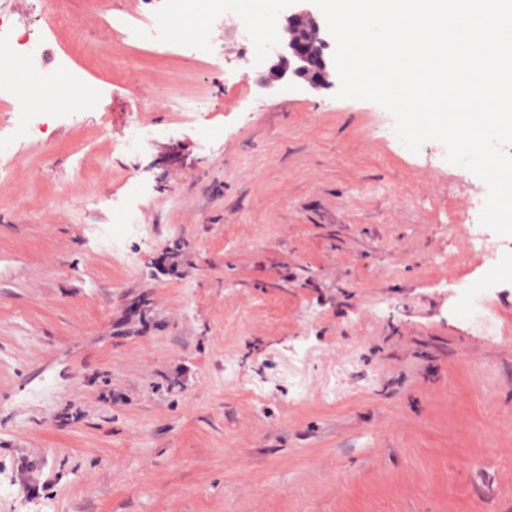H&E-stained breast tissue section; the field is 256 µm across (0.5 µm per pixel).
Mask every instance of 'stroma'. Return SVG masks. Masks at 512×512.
Listing matches in <instances>:
<instances>
[{"instance_id": "1", "label": "stroma", "mask_w": 512, "mask_h": 512, "mask_svg": "<svg viewBox=\"0 0 512 512\" xmlns=\"http://www.w3.org/2000/svg\"><path fill=\"white\" fill-rule=\"evenodd\" d=\"M155 5L0 0L96 90L37 131L0 99V512H512V235L457 210L486 185L374 102L262 88L244 0L214 60L112 23Z\"/></svg>"}]
</instances>
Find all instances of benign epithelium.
Segmentation results:
<instances>
[{
  "mask_svg": "<svg viewBox=\"0 0 512 512\" xmlns=\"http://www.w3.org/2000/svg\"><path fill=\"white\" fill-rule=\"evenodd\" d=\"M282 36L266 46L267 89H327L334 85L333 38L310 0H271Z\"/></svg>",
  "mask_w": 512,
  "mask_h": 512,
  "instance_id": "obj_1",
  "label": "benign epithelium"
}]
</instances>
